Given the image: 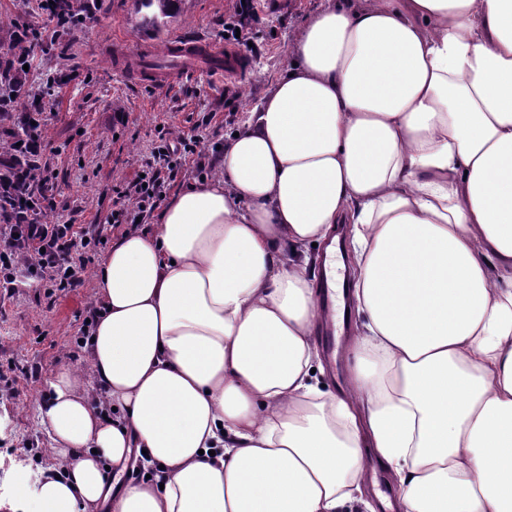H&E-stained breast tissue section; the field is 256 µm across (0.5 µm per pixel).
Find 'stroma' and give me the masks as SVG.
<instances>
[{"label":"stroma","mask_w":512,"mask_h":512,"mask_svg":"<svg viewBox=\"0 0 512 512\" xmlns=\"http://www.w3.org/2000/svg\"><path fill=\"white\" fill-rule=\"evenodd\" d=\"M320 3L253 0L255 49L245 55L246 75L228 82L197 76L171 89L147 87L114 74L112 44L123 40L136 47L148 38L160 45L176 33L223 42L235 0H177L169 27L152 36L139 26L135 0H100L83 25L59 30L56 40L36 51L24 80L46 102L41 163L54 186L50 220L88 231L92 244L83 254L91 270L100 269L126 230L112 223L113 201L159 145V127L201 140V168L178 169L167 197L212 178L218 145L282 74L289 41ZM97 286L92 277L82 287L55 291L21 275L15 293L0 298V512H12L16 482L34 479L48 463L38 406L61 366L84 363L78 341ZM22 366L38 367V378L7 383L13 368Z\"/></svg>","instance_id":"35a3bbf8"}]
</instances>
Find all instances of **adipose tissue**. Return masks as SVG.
<instances>
[{"instance_id":"ef3b65f1","label":"adipose tissue","mask_w":512,"mask_h":512,"mask_svg":"<svg viewBox=\"0 0 512 512\" xmlns=\"http://www.w3.org/2000/svg\"><path fill=\"white\" fill-rule=\"evenodd\" d=\"M221 172L97 272L29 512H512V0H323ZM361 318L323 387L314 247ZM162 475L114 488L133 449Z\"/></svg>"}]
</instances>
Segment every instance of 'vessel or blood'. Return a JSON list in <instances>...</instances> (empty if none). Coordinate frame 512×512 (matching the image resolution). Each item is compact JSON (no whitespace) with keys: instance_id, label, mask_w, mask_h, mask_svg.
<instances>
[{"instance_id":"b4317fda","label":"vessel or blood","mask_w":512,"mask_h":512,"mask_svg":"<svg viewBox=\"0 0 512 512\" xmlns=\"http://www.w3.org/2000/svg\"><path fill=\"white\" fill-rule=\"evenodd\" d=\"M113 58L117 72L162 88L201 74L226 80L242 73V55L237 50L183 34L171 37L162 47L147 46L139 56L117 49Z\"/></svg>"}]
</instances>
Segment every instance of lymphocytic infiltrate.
<instances>
[{
	"label": "lymphocytic infiltrate",
	"instance_id": "obj_1",
	"mask_svg": "<svg viewBox=\"0 0 512 512\" xmlns=\"http://www.w3.org/2000/svg\"><path fill=\"white\" fill-rule=\"evenodd\" d=\"M162 144L147 161L144 176L132 188L118 192L115 223H136L151 215L164 199L162 189L174 170L195 153L193 138L162 134ZM53 187L44 169L16 173L10 191L14 213L0 215V289L11 290L14 270L21 269L49 280L61 289L78 288L90 275L85 259H74L77 232L70 224H47L43 218L55 209Z\"/></svg>",
	"mask_w": 512,
	"mask_h": 512
}]
</instances>
